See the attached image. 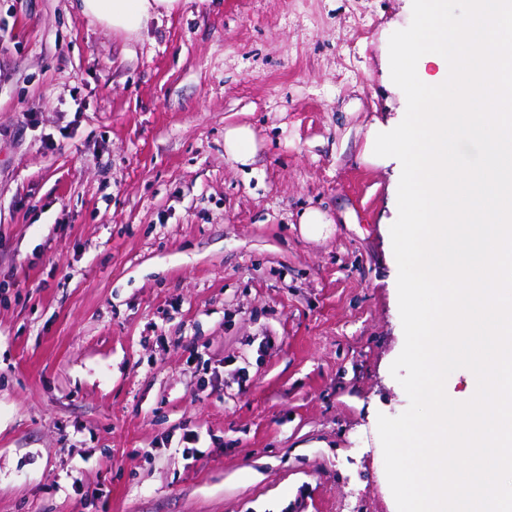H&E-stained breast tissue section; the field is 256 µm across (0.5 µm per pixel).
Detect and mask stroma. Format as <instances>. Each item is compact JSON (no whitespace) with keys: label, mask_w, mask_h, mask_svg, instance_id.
<instances>
[{"label":"stroma","mask_w":512,"mask_h":512,"mask_svg":"<svg viewBox=\"0 0 512 512\" xmlns=\"http://www.w3.org/2000/svg\"><path fill=\"white\" fill-rule=\"evenodd\" d=\"M411 20L180 0L134 39L0 0V512H397L401 170L361 155L404 116L382 53ZM257 151L253 130L246 125L229 126L224 129V154L240 166L252 163ZM332 223V219L319 209L309 208L300 214L302 233L312 239L321 237L324 229Z\"/></svg>","instance_id":"1"}]
</instances>
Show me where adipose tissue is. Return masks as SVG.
Wrapping results in <instances>:
<instances>
[{"mask_svg":"<svg viewBox=\"0 0 512 512\" xmlns=\"http://www.w3.org/2000/svg\"><path fill=\"white\" fill-rule=\"evenodd\" d=\"M178 0H80L84 16L112 31L139 35L149 21L171 14Z\"/></svg>","mask_w":512,"mask_h":512,"instance_id":"adipose-tissue-1","label":"adipose tissue"}]
</instances>
